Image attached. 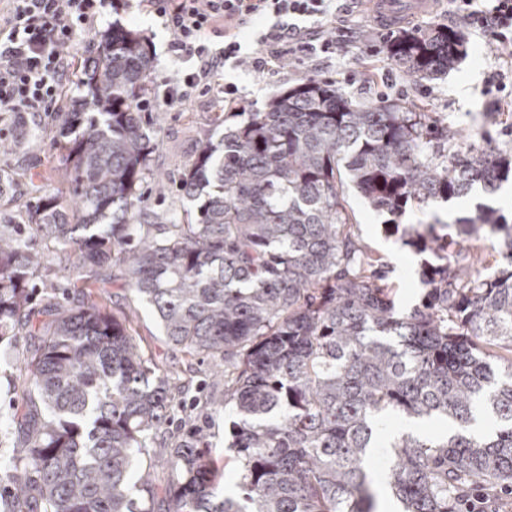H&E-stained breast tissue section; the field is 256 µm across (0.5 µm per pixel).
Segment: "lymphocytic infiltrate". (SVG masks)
Wrapping results in <instances>:
<instances>
[{"label": "lymphocytic infiltrate", "mask_w": 512, "mask_h": 512, "mask_svg": "<svg viewBox=\"0 0 512 512\" xmlns=\"http://www.w3.org/2000/svg\"><path fill=\"white\" fill-rule=\"evenodd\" d=\"M0 27V112H45L56 109L61 84L71 67L67 54L101 14L106 0H11ZM337 0H150L165 20L176 57L194 60L192 70L168 83L163 102L178 106L186 90H208L215 75L251 60L255 72L272 71L287 56L304 59L335 54L340 42L325 28L300 26L303 18L335 14ZM466 29L512 41V0H493L477 9L473 0H451ZM257 32L262 52L246 56L243 43ZM223 34L224 46L213 52L210 35Z\"/></svg>", "instance_id": "f902f5d3"}]
</instances>
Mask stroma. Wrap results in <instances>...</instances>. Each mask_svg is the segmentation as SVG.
<instances>
[{
	"mask_svg": "<svg viewBox=\"0 0 512 512\" xmlns=\"http://www.w3.org/2000/svg\"><path fill=\"white\" fill-rule=\"evenodd\" d=\"M349 24L356 42L344 55L312 61L286 58L270 75L244 68L229 69L225 79L237 85L245 97L244 108L249 112L265 110L270 101L301 80L326 79L336 82L342 93L360 104L389 101L413 106L435 113L437 118L469 133L486 130L496 133L497 147L504 151L512 149V137L499 134V117L487 112L488 98L483 93L491 73L512 70V47L487 37H470L466 56L454 68L433 80L418 82L388 58L385 43L379 41L373 30L375 21L370 13L361 10L352 14ZM115 25L135 31L149 42L153 60L150 95L155 100H162L165 93L163 78H172L193 68V61L174 57L169 30L145 0H114L113 6L105 8L98 16L93 30L98 33ZM219 112L224 115L220 126L215 123ZM239 121V116L225 111L224 95L218 91L205 95L194 93L175 108L163 107L150 112L144 128L157 143L152 156L154 170L166 180L179 177L204 142H220L225 128L236 126ZM58 130L57 118L52 114L26 112L19 118L11 114L0 116V135L20 143L16 151L5 156L0 154V177L7 181L6 193L0 196V222L13 215L27 200L32 182L48 175L55 166ZM345 199L356 234L362 244L380 258L388 282L396 288L397 312L408 311L423 293L419 271L426 260L425 254L404 246L393 236L385 226L384 216L373 211L354 189L346 190ZM482 205L510 215L512 192L507 194L500 190L487 195L478 190L465 198L435 201L407 211L404 221L418 225L437 218L451 224L474 215ZM109 295V311L131 323L142 347L162 358L169 375L196 374L198 395L223 394V381L211 376L207 365L166 345L156 317L144 303L118 288L110 289ZM181 410L189 414L192 425L208 431L219 464H231L228 445L234 413L199 412L190 401L185 402Z\"/></svg>",
	"mask_w": 512,
	"mask_h": 512,
	"instance_id": "obj_1",
	"label": "stroma"
}]
</instances>
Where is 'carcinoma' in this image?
I'll use <instances>...</instances> for the list:
<instances>
[{
    "instance_id": "carcinoma-1",
    "label": "carcinoma",
    "mask_w": 512,
    "mask_h": 512,
    "mask_svg": "<svg viewBox=\"0 0 512 512\" xmlns=\"http://www.w3.org/2000/svg\"><path fill=\"white\" fill-rule=\"evenodd\" d=\"M94 46L82 110L58 113L57 186L36 187L0 225V347L29 340L22 397L0 428L12 443L0 512H376L369 459L387 414L448 423L390 443L387 485L404 512H464L473 493L512 492V224L490 208L453 235L438 218L423 231L403 223L414 206L495 193L512 152L307 78L200 149L177 188L193 203L186 216L150 211L144 187L164 185L140 108L148 46L121 28ZM465 50L446 27L388 47L419 81ZM342 172L434 259L424 301L404 314L359 245ZM40 238L61 253L48 259ZM58 277L75 303L56 294ZM112 286L152 307L168 345L222 369L224 396L207 404L238 416L242 497L217 493L225 473L203 433L163 435L189 384L107 311Z\"/></svg>"
}]
</instances>
